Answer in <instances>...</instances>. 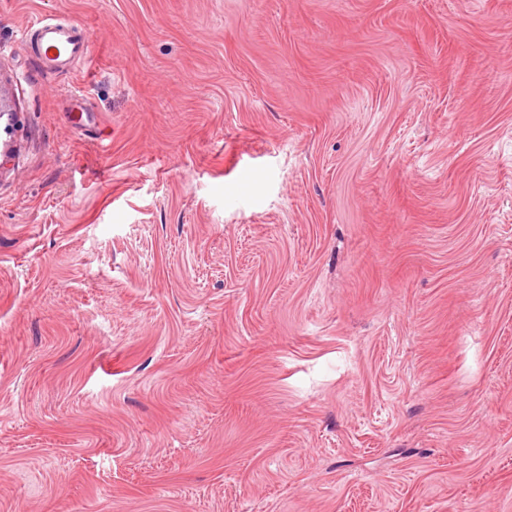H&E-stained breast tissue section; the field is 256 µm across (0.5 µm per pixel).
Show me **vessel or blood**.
Masks as SVG:
<instances>
[{
    "label": "vessel or blood",
    "instance_id": "b4317fda",
    "mask_svg": "<svg viewBox=\"0 0 512 512\" xmlns=\"http://www.w3.org/2000/svg\"><path fill=\"white\" fill-rule=\"evenodd\" d=\"M24 45H35V57L42 68L58 70L73 61L88 57V33L79 27L54 19L41 20L23 32Z\"/></svg>",
    "mask_w": 512,
    "mask_h": 512
}]
</instances>
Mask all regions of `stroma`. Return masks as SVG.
<instances>
[{
  "mask_svg": "<svg viewBox=\"0 0 512 512\" xmlns=\"http://www.w3.org/2000/svg\"><path fill=\"white\" fill-rule=\"evenodd\" d=\"M0 93V512H512V0H0ZM24 46L36 45L34 57L43 69L59 70L75 60L87 58L91 44L88 33L59 20H41L22 34Z\"/></svg>",
  "mask_w": 512,
  "mask_h": 512,
  "instance_id": "1",
  "label": "stroma"
}]
</instances>
